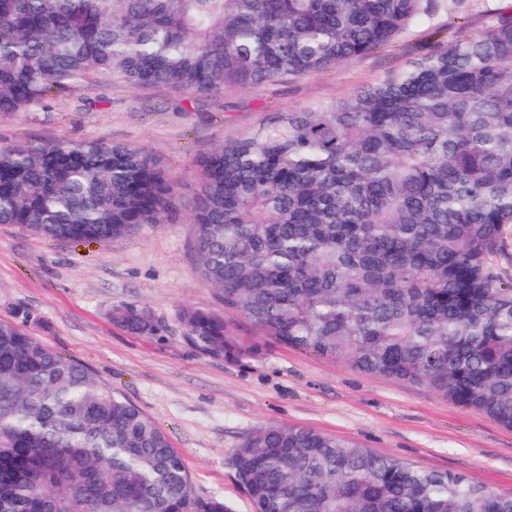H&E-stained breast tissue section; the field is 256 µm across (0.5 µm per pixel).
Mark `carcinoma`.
<instances>
[{"label":"carcinoma","instance_id":"obj_1","mask_svg":"<svg viewBox=\"0 0 512 512\" xmlns=\"http://www.w3.org/2000/svg\"><path fill=\"white\" fill-rule=\"evenodd\" d=\"M459 0H0V112L91 87H253L369 53ZM202 280L261 335L423 384L512 431V11L400 74L287 112L200 160ZM165 168L103 140L0 147V224L107 244L171 206ZM127 330L154 331L133 306ZM183 335L261 354L186 308ZM254 512H512V495L276 424L234 459ZM233 512L168 435L82 364L0 320V512Z\"/></svg>","mask_w":512,"mask_h":512}]
</instances>
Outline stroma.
<instances>
[{"label": "stroma", "instance_id": "1", "mask_svg": "<svg viewBox=\"0 0 512 512\" xmlns=\"http://www.w3.org/2000/svg\"><path fill=\"white\" fill-rule=\"evenodd\" d=\"M505 5L464 0L367 55L258 87L188 98L103 76L91 88L0 113V146L92 139L137 146L162 162L174 191L162 223L104 246L53 242L0 224V320L22 324L52 350L84 363L152 416L184 459L195 496L222 498L234 512H253L234 468L238 446L272 424L331 434L512 495V432L484 414L425 386L270 338L260 356L214 359L185 341L179 320L182 309H201L223 318L243 341L260 339L195 271L201 155L282 113L326 105L394 76L460 24L481 29L485 13ZM119 305L148 312L154 332L138 335L114 322Z\"/></svg>", "mask_w": 512, "mask_h": 512}]
</instances>
